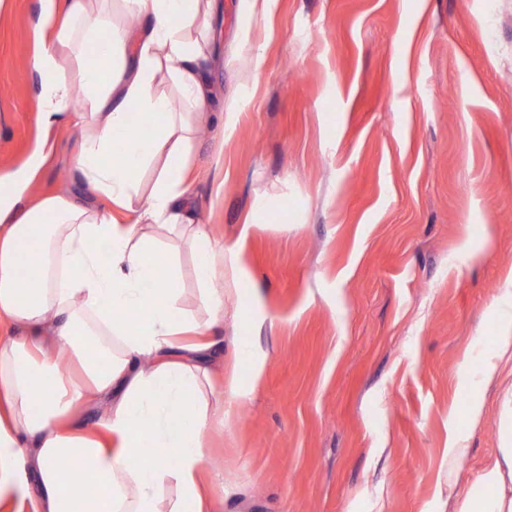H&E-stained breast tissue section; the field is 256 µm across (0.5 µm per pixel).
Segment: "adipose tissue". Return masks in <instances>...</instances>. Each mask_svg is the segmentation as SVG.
<instances>
[{
    "label": "adipose tissue",
    "mask_w": 512,
    "mask_h": 512,
    "mask_svg": "<svg viewBox=\"0 0 512 512\" xmlns=\"http://www.w3.org/2000/svg\"><path fill=\"white\" fill-rule=\"evenodd\" d=\"M42 0L36 166L52 129L78 130L73 168L130 213L128 223L53 195L30 205L0 186V504L15 512H211L207 432L224 400L249 391L214 379L203 353L224 323L237 246L199 224L186 168L196 130L223 120L196 61L216 0ZM81 89V107L72 93ZM151 183H144L145 171ZM190 253L200 313L182 303ZM101 406L88 419L91 405ZM74 476L62 480L60 464ZM512 448L470 487L461 512H512Z\"/></svg>",
    "instance_id": "adipose-tissue-1"
}]
</instances>
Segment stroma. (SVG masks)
Here are the masks:
<instances>
[{
    "label": "stroma",
    "mask_w": 512,
    "mask_h": 512,
    "mask_svg": "<svg viewBox=\"0 0 512 512\" xmlns=\"http://www.w3.org/2000/svg\"><path fill=\"white\" fill-rule=\"evenodd\" d=\"M220 4L202 70L224 127L198 134L188 178L199 221L243 254L209 362L249 395L208 434L213 512H459L512 446V0ZM38 10L0 5V175L38 134ZM55 139L28 202L106 207L71 168L78 131Z\"/></svg>",
    "instance_id": "1"
}]
</instances>
